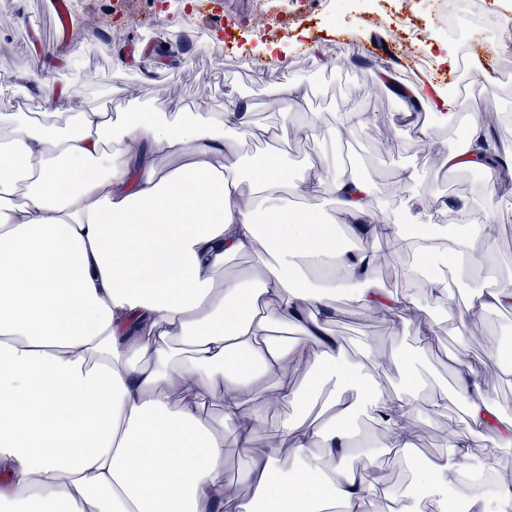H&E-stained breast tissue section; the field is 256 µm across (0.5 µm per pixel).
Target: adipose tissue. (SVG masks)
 Wrapping results in <instances>:
<instances>
[{
	"label": "adipose tissue",
	"instance_id": "1",
	"mask_svg": "<svg viewBox=\"0 0 512 512\" xmlns=\"http://www.w3.org/2000/svg\"><path fill=\"white\" fill-rule=\"evenodd\" d=\"M250 125L235 99L206 113L90 109L63 132L39 112L0 113V512H80L82 501L92 512H239L224 438L200 402L223 390L224 419L249 450L264 410L246 411L248 393L271 376L277 402L324 391L332 414L284 417L268 452L252 457L238 481L261 512H321L326 499L344 512H417L492 467L470 453L478 437L494 432L512 446V420L458 351L467 417L449 429L448 454L429 461L411 491L367 481L351 447L359 411L402 450L413 445L409 422L448 395L421 397L419 381L388 395L370 370L375 357L352 359L328 335L333 290L311 286L302 269H339L338 287L359 309L407 322L419 302L371 278L374 244L411 251L410 280L423 265L472 271L491 218L461 203L455 224H391L369 208L370 182L339 174L332 191L361 247L337 249L335 225L283 196L276 155L244 169L225 163V134ZM163 156L178 166L161 167ZM260 242L268 260L256 287L216 282L228 256ZM275 325L317 350L306 386L289 379L295 348L270 338ZM175 336L189 341L186 358L172 351ZM171 383L180 405L169 400ZM344 456L350 465H340Z\"/></svg>",
	"mask_w": 512,
	"mask_h": 512
}]
</instances>
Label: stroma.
Returning a JSON list of instances; mask_svg holds the SVG:
<instances>
[{"label": "stroma", "mask_w": 512, "mask_h": 512, "mask_svg": "<svg viewBox=\"0 0 512 512\" xmlns=\"http://www.w3.org/2000/svg\"><path fill=\"white\" fill-rule=\"evenodd\" d=\"M325 12L322 0H269L271 11L286 16L288 26L279 40L291 53L279 68L264 70L255 49L263 38L256 32V0H84L82 28L85 52L71 58L69 49H56L54 29L44 11V0H0V113L23 110L49 112L53 105L39 83L17 84L15 75L32 69L33 55L49 58L48 70L58 85H72L78 95L70 112L92 107L121 111L129 102L149 105L156 112L183 106L191 112H220L228 98L244 100L251 112V141L227 139L224 153L229 162L241 165L267 153L277 154L288 183L305 186L310 171L328 164L345 167L346 151H353L358 177L375 186L371 205L399 199L400 174L412 169L428 192L426 221H448L451 202L467 201L473 210L487 212L496 223L510 225V232L487 238L481 250L491 260L500 283L512 285V181L487 191L472 169L449 172L441 163L444 147L461 142L473 115L486 124H503L501 151L512 167V82L487 91L473 83L469 110L459 113L455 124L433 128L423 135L420 128L403 123L402 99L388 78L379 76L385 55L399 45L385 27L361 23V15L391 10V0H333ZM375 44L376 53L363 55L360 44ZM296 81L309 91L308 111L320 129L318 136L272 143L268 134L281 110L275 88ZM365 112L372 123L360 128L347 143H331L323 132L348 112ZM387 254L385 265L372 268L374 278L387 290H414L420 300V319L432 323L440 343L439 352L420 351L414 327L382 315L365 321L347 294L335 297L336 315L329 325L331 335L343 337L349 353H357L360 341L378 351L399 348L400 360L379 366L377 380L390 393L408 387L403 362L428 380L435 389L453 392L447 406L411 423L414 448L408 461L374 466V479L382 485L407 489L415 472L430 458L448 453V425L461 423L465 412L463 395L453 390L454 378L448 357L458 346V323L436 302L426 282L409 286L403 277L415 257L406 250L376 243ZM512 325V312L485 317L475 330L480 342L467 350L493 402L512 417V383L498 375V351L504 329Z\"/></svg>", "instance_id": "35a3bbf8"}]
</instances>
